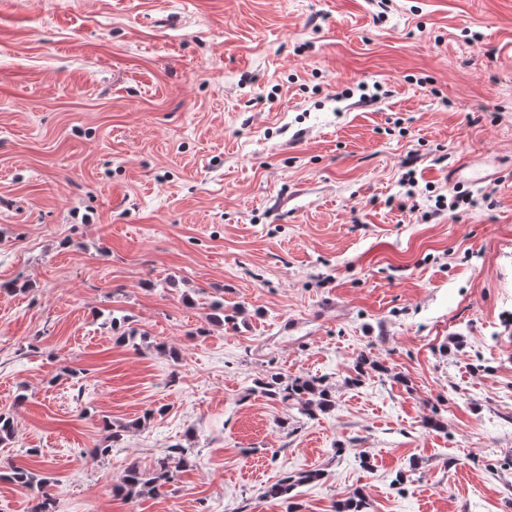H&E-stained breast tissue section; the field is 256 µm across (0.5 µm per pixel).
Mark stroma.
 I'll list each match as a JSON object with an SVG mask.
<instances>
[{"mask_svg": "<svg viewBox=\"0 0 512 512\" xmlns=\"http://www.w3.org/2000/svg\"><path fill=\"white\" fill-rule=\"evenodd\" d=\"M0 413L55 512H512V0H0ZM448 201V197L442 194H439L435 198L433 213L441 212L448 209V212L457 213L460 208H464L463 210H469L470 208L477 207L479 204L478 198L474 196L472 191H455V194L452 195L451 199ZM256 390L262 396L289 404L304 415H311L314 409L327 410L331 407V396L322 380L295 376L283 378L280 374H272L256 383ZM172 449L170 454L158 462V472L152 477L141 472L136 465L126 467L114 484L115 493L122 497L158 494L160 488L172 478V468L189 467L190 460L187 449L181 446H175ZM321 476L318 470L309 471L297 479L292 476H285L283 479L276 483L269 485L264 491V496L270 499H280L288 495L289 490L296 485V483L312 482Z\"/></svg>", "mask_w": 512, "mask_h": 512, "instance_id": "stroma-1", "label": "stroma"}]
</instances>
